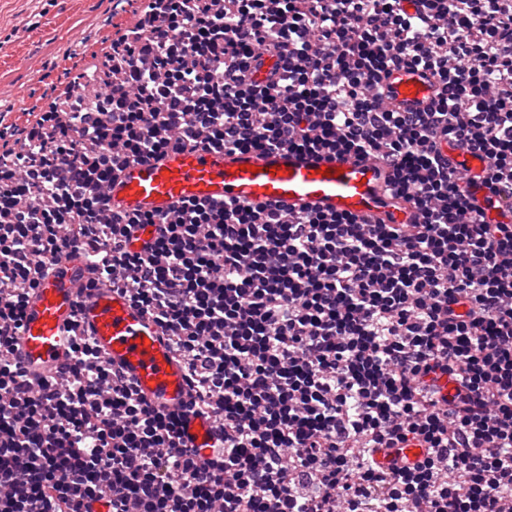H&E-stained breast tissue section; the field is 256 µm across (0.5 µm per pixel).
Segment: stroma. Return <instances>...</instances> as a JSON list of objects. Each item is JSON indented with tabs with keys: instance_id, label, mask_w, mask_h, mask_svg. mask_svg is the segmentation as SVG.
Instances as JSON below:
<instances>
[{
	"instance_id": "35a3bbf8",
	"label": "stroma",
	"mask_w": 512,
	"mask_h": 512,
	"mask_svg": "<svg viewBox=\"0 0 512 512\" xmlns=\"http://www.w3.org/2000/svg\"><path fill=\"white\" fill-rule=\"evenodd\" d=\"M128 17L115 0H0V119L23 123L63 96Z\"/></svg>"
}]
</instances>
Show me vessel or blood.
<instances>
[{
    "mask_svg": "<svg viewBox=\"0 0 512 512\" xmlns=\"http://www.w3.org/2000/svg\"><path fill=\"white\" fill-rule=\"evenodd\" d=\"M384 100L416 110L433 96L435 81L403 67L383 79ZM388 170L373 157L312 155L288 148L264 153L171 151L158 160L128 165L109 191L115 211L162 217L180 201L203 199L251 205L281 203L367 217L376 224H412L416 210L387 189ZM85 255L67 251L34 288L13 347V360L32 380L55 372L69 359L77 338L89 339L100 356L131 379L150 406L182 413L184 441L211 455L212 420L185 409L193 392L183 359L156 322L120 289L86 287Z\"/></svg>",
    "mask_w": 512,
    "mask_h": 512,
    "instance_id": "1",
    "label": "vessel or blood"
}]
</instances>
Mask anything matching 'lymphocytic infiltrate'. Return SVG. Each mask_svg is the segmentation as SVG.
I'll return each instance as SVG.
<instances>
[{
    "mask_svg": "<svg viewBox=\"0 0 512 512\" xmlns=\"http://www.w3.org/2000/svg\"><path fill=\"white\" fill-rule=\"evenodd\" d=\"M400 67L436 77L423 108L384 104ZM111 69L0 130V512H507L512 0H145ZM198 145L374 156L418 221L108 209L128 164ZM455 149L482 168L460 178ZM72 248L170 333L217 456L88 339L37 383L12 362Z\"/></svg>",
    "mask_w": 512,
    "mask_h": 512,
    "instance_id": "lymphocytic-infiltrate-1",
    "label": "lymphocytic infiltrate"
}]
</instances>
